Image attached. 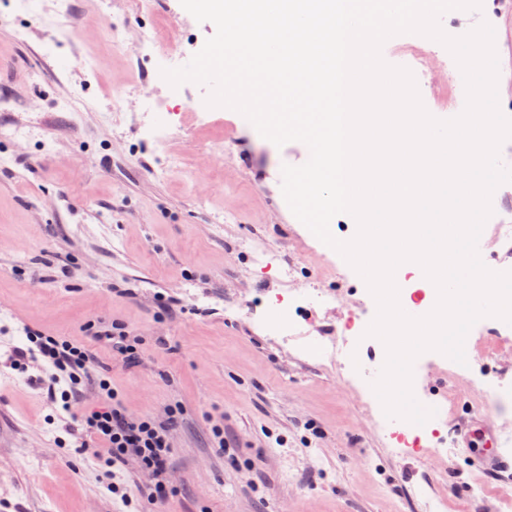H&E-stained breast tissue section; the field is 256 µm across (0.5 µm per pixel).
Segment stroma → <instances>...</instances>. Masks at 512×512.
I'll use <instances>...</instances> for the list:
<instances>
[{
    "label": "stroma",
    "mask_w": 512,
    "mask_h": 512,
    "mask_svg": "<svg viewBox=\"0 0 512 512\" xmlns=\"http://www.w3.org/2000/svg\"><path fill=\"white\" fill-rule=\"evenodd\" d=\"M130 28L154 32L158 48L112 53V30ZM215 32L180 0H0V512H157L135 466L114 473L131 503L105 489L91 448L35 384L40 366L8 357L26 329L82 341L91 320L142 337L138 366L100 355L123 409L158 421L178 412L171 512H425L414 492L427 483L447 492L446 512H499L512 451L487 494L470 498L479 473L456 428L463 408L512 387V335L474 325L452 378L430 354L415 360L414 395L454 449L397 456L375 429L378 398L353 378L379 341L339 367L284 351L254 324L280 283L254 263L249 234L295 264L300 293L334 295L333 314L302 309L306 330L353 336L377 307L335 250L301 247L309 230L281 182L283 165L305 163L302 144L276 146L237 111L207 107L208 86L162 78ZM502 204L480 239L492 265L512 270L499 232L512 224V182ZM433 377L446 381L435 398ZM217 427L234 438L229 453L211 446Z\"/></svg>",
    "instance_id": "stroma-1"
}]
</instances>
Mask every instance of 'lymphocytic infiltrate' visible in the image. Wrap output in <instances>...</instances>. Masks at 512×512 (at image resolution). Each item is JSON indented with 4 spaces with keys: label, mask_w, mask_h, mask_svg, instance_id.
Listing matches in <instances>:
<instances>
[{
    "label": "lymphocytic infiltrate",
    "mask_w": 512,
    "mask_h": 512,
    "mask_svg": "<svg viewBox=\"0 0 512 512\" xmlns=\"http://www.w3.org/2000/svg\"><path fill=\"white\" fill-rule=\"evenodd\" d=\"M27 339L28 346L13 352L15 364L21 366L30 360L43 361L47 391L60 393L62 408L66 411L71 410L82 385L95 384L101 407L79 418L86 441L94 445L97 458L106 468L136 463L151 479L149 498L166 503L169 492L165 475L172 454L170 426L147 416L133 418L127 415L116 400L110 380L100 373L94 351L99 345L124 364H137V336L127 326L115 323L92 331L86 343L35 331L28 332Z\"/></svg>",
    "instance_id": "obj_1"
}]
</instances>
